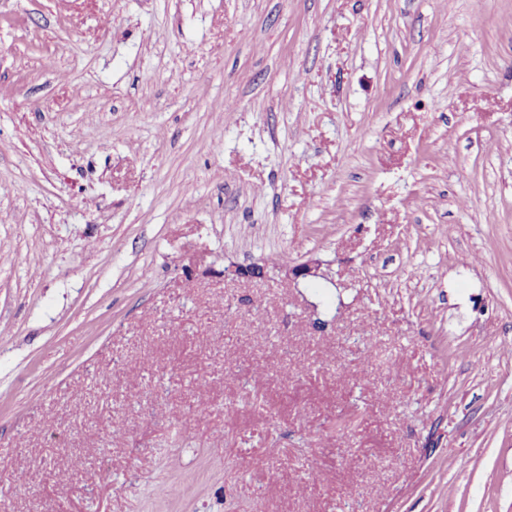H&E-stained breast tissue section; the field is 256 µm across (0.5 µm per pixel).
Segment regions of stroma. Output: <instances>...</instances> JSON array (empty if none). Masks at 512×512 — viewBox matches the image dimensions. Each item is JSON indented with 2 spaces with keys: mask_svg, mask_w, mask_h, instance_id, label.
I'll list each match as a JSON object with an SVG mask.
<instances>
[{
  "mask_svg": "<svg viewBox=\"0 0 512 512\" xmlns=\"http://www.w3.org/2000/svg\"><path fill=\"white\" fill-rule=\"evenodd\" d=\"M0 512H512V0H0Z\"/></svg>",
  "mask_w": 512,
  "mask_h": 512,
  "instance_id": "1",
  "label": "stroma"
}]
</instances>
